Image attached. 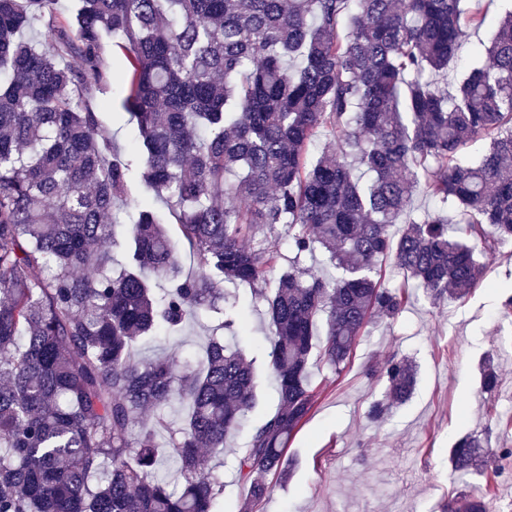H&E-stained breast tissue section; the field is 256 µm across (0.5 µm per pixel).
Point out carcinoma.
<instances>
[{"label": "carcinoma", "mask_w": 512, "mask_h": 512, "mask_svg": "<svg viewBox=\"0 0 512 512\" xmlns=\"http://www.w3.org/2000/svg\"><path fill=\"white\" fill-rule=\"evenodd\" d=\"M57 2L0 0V512H216L224 481L201 449L243 426L255 360L216 333L184 363L137 359L134 344L202 316L238 333L226 281L255 286L274 329L277 409L236 459L239 512H253L315 404L312 356L341 370L411 284L467 298L486 278L480 256L512 241V10L450 93L437 76L463 31L493 23L464 0H76L65 20ZM108 40L139 130L128 159L89 103ZM480 139L487 150L466 162ZM136 171L175 232L138 203L130 240L117 238ZM421 190L439 210L403 221ZM278 224L294 260L273 280ZM319 247L341 271L332 282L299 267ZM117 248L128 267L115 274ZM385 263L402 282L384 280ZM383 372L374 419L417 379L396 355ZM144 411L151 424L130 432ZM481 448L459 437L452 470L478 468ZM492 502L467 494L447 509Z\"/></svg>", "instance_id": "cac0c4a2"}]
</instances>
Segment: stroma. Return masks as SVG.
<instances>
[{
	"instance_id": "stroma-1",
	"label": "stroma",
	"mask_w": 512,
	"mask_h": 512,
	"mask_svg": "<svg viewBox=\"0 0 512 512\" xmlns=\"http://www.w3.org/2000/svg\"><path fill=\"white\" fill-rule=\"evenodd\" d=\"M121 85H105L102 121L116 150L138 138L123 106ZM487 284L465 301L432 302L413 289L405 311L393 320L373 318L355 344L343 371L311 359L310 376L319 395L306 421L288 443L291 465L275 478L274 490L257 512H444L449 498L470 486L480 490L482 475L461 482L452 472L449 451L459 437L474 433L485 446L512 449V319L503 302L512 295V242L483 255ZM224 293L238 304L245 328L228 337L256 360V404L245 428L229 437L221 473L224 493L218 512H237L247 490L232 463L250 430L277 407L278 397L266 347L273 330L249 286L225 283ZM208 323H189L163 344L138 342L143 356L180 361L200 353ZM405 356L417 366L412 397L383 419L368 415L381 400L387 382L381 366L391 356ZM493 364L499 385L482 390L480 369Z\"/></svg>"
}]
</instances>
